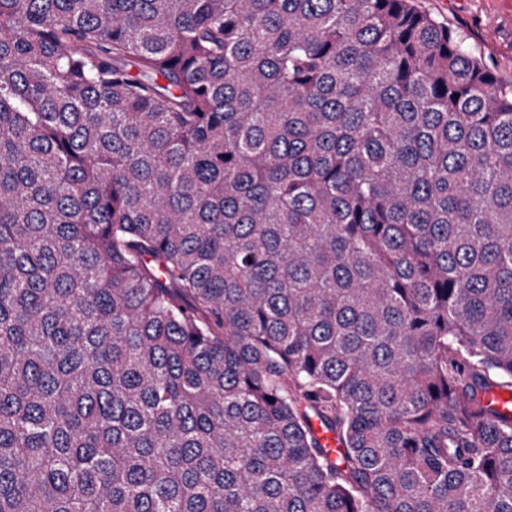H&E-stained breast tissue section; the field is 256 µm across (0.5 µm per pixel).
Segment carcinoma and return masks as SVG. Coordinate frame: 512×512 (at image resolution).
<instances>
[{
  "mask_svg": "<svg viewBox=\"0 0 512 512\" xmlns=\"http://www.w3.org/2000/svg\"><path fill=\"white\" fill-rule=\"evenodd\" d=\"M495 388L512 82L464 34L0 0V512H512Z\"/></svg>",
  "mask_w": 512,
  "mask_h": 512,
  "instance_id": "1",
  "label": "carcinoma"
}]
</instances>
